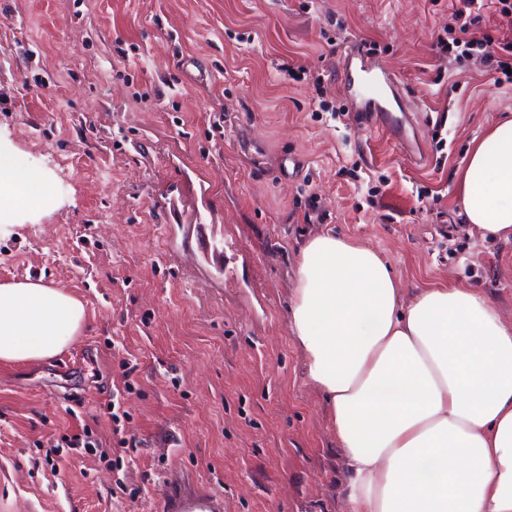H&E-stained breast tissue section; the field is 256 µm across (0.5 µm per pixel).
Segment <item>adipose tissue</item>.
Returning a JSON list of instances; mask_svg holds the SVG:
<instances>
[{"mask_svg": "<svg viewBox=\"0 0 512 512\" xmlns=\"http://www.w3.org/2000/svg\"><path fill=\"white\" fill-rule=\"evenodd\" d=\"M457 189L481 237L512 239V117L475 141ZM51 199L0 148V231ZM84 321L63 288L0 284V364L55 359ZM288 322L346 466L345 512H512V322L488 294L448 280L405 297L381 253L325 232L298 248Z\"/></svg>", "mask_w": 512, "mask_h": 512, "instance_id": "adipose-tissue-1", "label": "adipose tissue"}]
</instances>
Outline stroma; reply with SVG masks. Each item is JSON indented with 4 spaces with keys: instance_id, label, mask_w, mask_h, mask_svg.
I'll return each mask as SVG.
<instances>
[{
    "instance_id": "35a3bbf8",
    "label": "stroma",
    "mask_w": 512,
    "mask_h": 512,
    "mask_svg": "<svg viewBox=\"0 0 512 512\" xmlns=\"http://www.w3.org/2000/svg\"><path fill=\"white\" fill-rule=\"evenodd\" d=\"M459 5L0 0V146L54 187L0 235V283L85 308L53 361L0 365V512H344L288 324L300 241L365 242L406 295L454 279L512 319V241L470 230L455 179L512 88L440 52ZM357 49L398 77L424 159L343 117ZM84 431L103 452L70 447Z\"/></svg>"
}]
</instances>
